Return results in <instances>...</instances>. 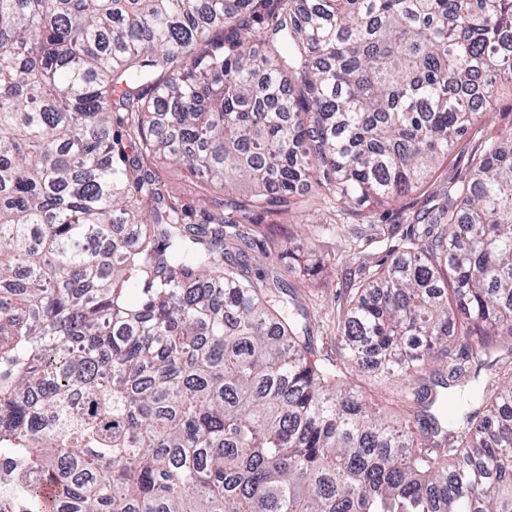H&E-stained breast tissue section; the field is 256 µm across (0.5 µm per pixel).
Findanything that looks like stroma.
<instances>
[{
	"label": "stroma",
	"mask_w": 512,
	"mask_h": 512,
	"mask_svg": "<svg viewBox=\"0 0 512 512\" xmlns=\"http://www.w3.org/2000/svg\"><path fill=\"white\" fill-rule=\"evenodd\" d=\"M512 132V89L500 90L489 122L478 121L449 150L422 185L391 204L350 209L314 195L301 213L265 214L255 227L259 240L286 242L296 255H312L321 265L308 280H300L287 260L260 261L247 251L251 268H262L294 286L310 315L311 341L316 354H335L336 338L352 288L365 272L384 269L413 234L418 214L439 203L448 185L471 175L487 137Z\"/></svg>",
	"instance_id": "1"
}]
</instances>
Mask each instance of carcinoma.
I'll use <instances>...</instances> for the list:
<instances>
[{"mask_svg":"<svg viewBox=\"0 0 512 512\" xmlns=\"http://www.w3.org/2000/svg\"><path fill=\"white\" fill-rule=\"evenodd\" d=\"M511 43L512 0H0V512H512V133L334 357L233 258L306 182L413 192ZM181 174L182 172L179 167L176 165H170L162 175L164 189L166 192L178 197H190L192 193V186L190 183L185 181ZM355 386L364 392L365 395L375 399L386 398L389 393L388 384L373 374H361L354 381Z\"/></svg>","mask_w":512,"mask_h":512,"instance_id":"carcinoma-1","label":"carcinoma"}]
</instances>
